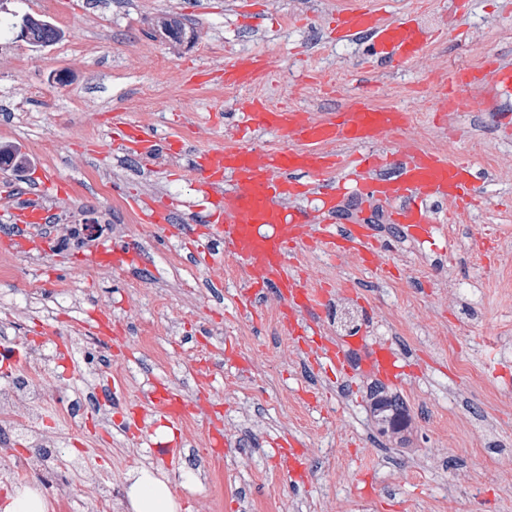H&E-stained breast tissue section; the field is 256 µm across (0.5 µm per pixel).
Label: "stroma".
<instances>
[{
	"label": "stroma",
	"instance_id": "obj_1",
	"mask_svg": "<svg viewBox=\"0 0 512 512\" xmlns=\"http://www.w3.org/2000/svg\"><path fill=\"white\" fill-rule=\"evenodd\" d=\"M338 0H0V147L19 156L24 182L0 184L7 209L38 169L53 171L67 187L53 202L57 228L108 224L114 240L134 242L147 270H86L80 253L52 238L40 259L0 247L14 278L0 281V337H19L21 353L39 357L36 325L52 323L53 360L42 374L46 396L37 408L42 442L60 451L65 476L76 491L71 512H87L96 496L85 476L113 478L110 512H131L128 478L150 470L167 482L179 512H362L361 489L375 487L372 512H512V132L489 124L483 112L461 105L436 119V90L456 63L483 67L496 59L512 65V0H469L452 16V0H387L394 19L423 12L447 20L442 33L414 64L390 71L363 66L361 37L333 38L329 23ZM50 21L58 44L31 47L19 36L24 16ZM175 17L183 34H162ZM261 52L274 68L256 89L270 103L333 111L340 95L369 94L372 103L411 113L400 136L378 144L391 152L412 141L452 137L451 156L466 160L483 186L479 205L441 226L431 241L394 245L388 206L343 198L342 218L364 221L382 245L380 268L367 270L351 255L332 257L312 245L288 259V271L331 287L321 333L341 337L344 313H353L368 343H391L405 353L402 384L316 368L305 374L304 344L285 336L272 318L280 304L268 297L264 323L255 326L238 300L247 282L232 277L234 259L191 260V240L164 237L141 224L133 202L195 198L190 155L160 154L131 172L128 156L94 154L112 111L124 109L157 134L169 132L179 113L196 148L223 144L282 147L277 134L240 131L221 120L241 91L225 87L224 61ZM439 277H431V269ZM57 272L70 288L55 311L43 303L17 310L8 297L16 286L37 289ZM101 309L113 326L152 331V348L134 339L112 354V372L124 378L129 398L153 380L173 392L196 389L195 361L213 350L217 363L208 400L177 423L151 416L160 437H182L185 456L169 466L152 457L144 438L118 433L89 407L72 423L61 402L94 390L98 376L66 375L65 355L82 358L88 339L74 316ZM404 404L408 429L383 436L372 416V390ZM17 410L10 447H0V508L19 486L13 478L33 440ZM231 444L222 457L201 449L212 424ZM295 439L310 459L307 479L271 467L276 439Z\"/></svg>",
	"mask_w": 512,
	"mask_h": 512
}]
</instances>
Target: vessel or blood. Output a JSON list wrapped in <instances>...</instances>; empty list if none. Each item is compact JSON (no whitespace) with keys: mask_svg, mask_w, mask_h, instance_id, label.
I'll return each instance as SVG.
<instances>
[{"mask_svg":"<svg viewBox=\"0 0 512 512\" xmlns=\"http://www.w3.org/2000/svg\"><path fill=\"white\" fill-rule=\"evenodd\" d=\"M333 29L340 38L357 34L368 37L366 58L398 66L417 59L437 36L435 28L418 16L408 15L389 21L381 0H341L335 11ZM272 63L267 55L239 57L224 64V84L254 88L268 76ZM449 86L489 85L494 96H512V68L493 65L477 71L454 70L448 75ZM241 128L270 131L281 136L285 147H216L195 154L192 180L198 196L208 206L207 221L211 233L223 245L225 254L242 263L248 281L244 296L257 301L263 293L275 294L282 302V325L292 338L308 335V321L320 316L329 300L328 287H314L304 278L289 275L288 258L308 240V229L315 220L312 211L289 206L292 198H315L322 212L335 213L342 196L330 185L329 177L343 170L359 192L388 204L394 223L405 225L416 240L431 236L435 229L426 207L431 199L447 202L449 212L477 205L482 187L471 173L470 165L443 153L430 152L413 142L394 152L374 153L370 147L391 133L406 129L408 113L392 107H376L359 97L339 106L336 111L318 117L296 107L274 106L259 96L247 99L238 114ZM113 146L136 144L152 147V135L124 111L112 115ZM350 144L356 151L342 154L338 145ZM59 179L41 172L31 185L26 202L13 209L11 220L16 232L7 237V246L16 250L44 247V240L34 233V226L47 223L49 213L43 208V196L58 190ZM183 199H166L140 211L139 220L160 228L174 230L189 239H197L193 224H173L176 212L186 209ZM316 244L331 256L352 251L363 265L379 262L370 234L353 226L323 225ZM90 258L99 264L126 266L138 262L134 244H108L92 251ZM353 346L329 343L315 346L314 358L333 365L343 378L356 373L357 364H365L377 379L400 383L402 370L391 347L377 346L365 351L361 361H354ZM155 409L172 419L187 412L182 397L166 389L148 394ZM274 469L286 474H304L308 462L302 450L280 448L272 460Z\"/></svg>","mask_w":512,"mask_h":512,"instance_id":"obj_1","label":"vessel or blood"}]
</instances>
